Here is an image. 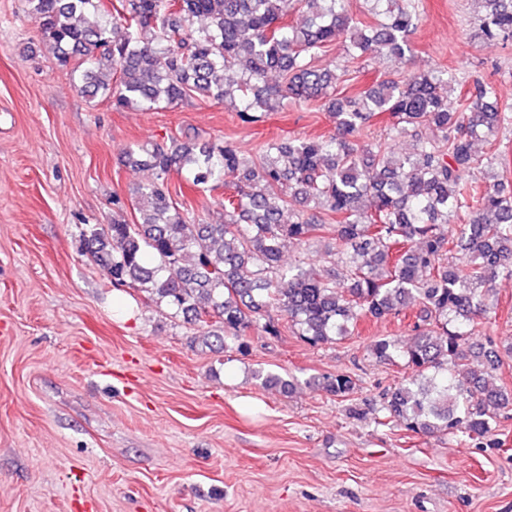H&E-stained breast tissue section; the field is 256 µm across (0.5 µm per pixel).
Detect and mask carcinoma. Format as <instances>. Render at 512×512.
I'll return each instance as SVG.
<instances>
[{
  "label": "carcinoma",
  "instance_id": "cac0c4a2",
  "mask_svg": "<svg viewBox=\"0 0 512 512\" xmlns=\"http://www.w3.org/2000/svg\"><path fill=\"white\" fill-rule=\"evenodd\" d=\"M301 2L308 16L298 27L283 21L279 0H29L58 65L90 98L142 111L206 99L247 123L291 99L321 104L335 124L327 135L269 141L254 160L229 143L128 150L127 160L154 177L138 190L132 223L88 225L89 257L113 283L212 327L207 336L241 353L252 328L281 334L269 318L274 308L290 333L318 347L359 333L367 318H397L418 299L426 315L414 324L412 343L370 341L376 360H400L411 371L384 395L376 423L501 447L500 412L512 406V391L489 386L499 351L472 339L496 281L512 277V195L475 144L511 127L512 111L491 85L477 84L451 103L457 79L440 68L339 95L335 71L315 65L319 51L342 39L349 50L380 48L401 58L411 51L419 3L370 0L381 20L365 28L350 0ZM483 2L484 36H512V0ZM196 18L206 20L197 30ZM235 60L243 71L231 80L224 72ZM383 113L396 133L419 136L413 152L399 157L385 141L358 138ZM173 171L201 192L224 189L223 223L190 222L175 201ZM291 199L319 219H283ZM325 230L338 242L327 265L281 264L285 242ZM338 265L346 270L339 282ZM254 377L286 394L295 387L260 370ZM315 385L338 399L356 389L345 373Z\"/></svg>",
  "mask_w": 512,
  "mask_h": 512
}]
</instances>
